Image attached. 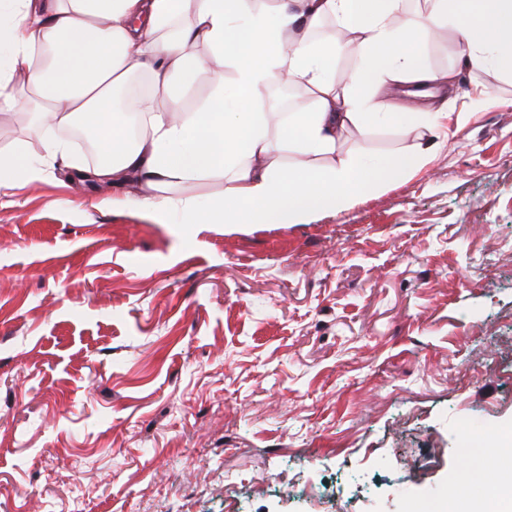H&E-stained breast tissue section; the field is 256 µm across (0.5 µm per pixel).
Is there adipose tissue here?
Returning <instances> with one entry per match:
<instances>
[{
	"instance_id": "adipose-tissue-1",
	"label": "adipose tissue",
	"mask_w": 512,
	"mask_h": 512,
	"mask_svg": "<svg viewBox=\"0 0 512 512\" xmlns=\"http://www.w3.org/2000/svg\"><path fill=\"white\" fill-rule=\"evenodd\" d=\"M355 37L367 63L352 86L336 91L326 79L338 48L308 40L323 18ZM462 35L465 63L492 48L498 70L512 74V0H431L424 33L441 21ZM405 22V0H0V112L31 107L52 131L83 120L98 133V158L88 164L68 142L51 143L35 160L19 144L0 150V190L17 177L42 180L60 163L113 189L106 206L130 207L154 220L180 212L184 223L306 224L349 209L358 200L421 168L413 152L367 169L342 160L327 168L314 158L333 154L344 129L375 123L386 103L357 95L380 77L402 94L433 97L451 76L427 67L418 52H389ZM207 45L224 65L211 70L213 94L186 112L176 89L201 66L194 49ZM235 73L236 101L224 94V71ZM136 72L166 92L164 107L136 102L141 116L129 137L112 114V90ZM309 88L307 109L291 119L261 110L265 91L281 81ZM251 101L241 109L239 100ZM302 164H282L285 152ZM217 174L224 191L207 213L193 199L170 195L183 181Z\"/></svg>"
}]
</instances>
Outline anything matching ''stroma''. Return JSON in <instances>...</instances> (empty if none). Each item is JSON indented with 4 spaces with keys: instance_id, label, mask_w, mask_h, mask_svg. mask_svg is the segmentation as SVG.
Masks as SVG:
<instances>
[{
    "instance_id": "35a3bbf8",
    "label": "stroma",
    "mask_w": 512,
    "mask_h": 512,
    "mask_svg": "<svg viewBox=\"0 0 512 512\" xmlns=\"http://www.w3.org/2000/svg\"><path fill=\"white\" fill-rule=\"evenodd\" d=\"M335 156L429 163L310 224H157L64 172L0 192V512H469L512 428V75L466 66ZM492 102H476L478 91ZM450 127L427 129V111ZM48 132L0 112V147Z\"/></svg>"
}]
</instances>
